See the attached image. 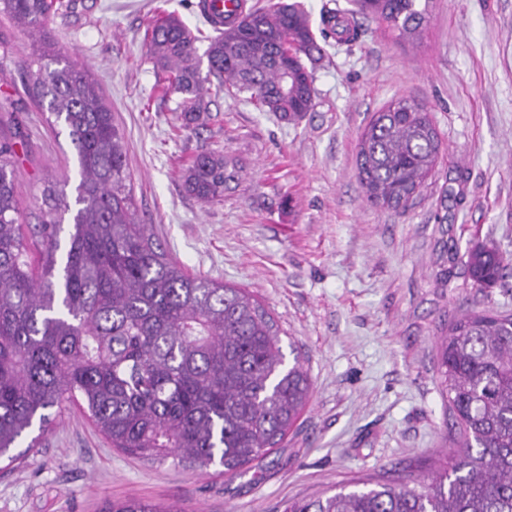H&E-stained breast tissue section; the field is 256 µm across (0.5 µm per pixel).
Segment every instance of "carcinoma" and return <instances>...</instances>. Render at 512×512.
I'll list each match as a JSON object with an SVG mask.
<instances>
[{"instance_id":"carcinoma-1","label":"carcinoma","mask_w":512,"mask_h":512,"mask_svg":"<svg viewBox=\"0 0 512 512\" xmlns=\"http://www.w3.org/2000/svg\"><path fill=\"white\" fill-rule=\"evenodd\" d=\"M430 0H359L322 10L312 26L300 0H271L208 37L172 14L147 29L150 57L181 96L186 124L198 120L205 84L248 94L263 112L290 122L313 108L314 69L330 41L352 45L361 16L413 39ZM73 0H0V14L27 29L38 68L19 65L27 96L47 103L75 151L74 204L50 187L38 224L19 223L15 142L0 137V458L67 404L80 402L96 429L122 452L175 466L217 464L236 475L285 438L311 393L298 364L285 368L281 329L243 288L189 273L149 225L137 221L123 133L98 85L55 52L47 27ZM207 73L201 76V57ZM441 142L427 110L399 98L375 112L358 143L364 199L397 211L432 176ZM239 171L221 154H196L186 190L218 200ZM71 213L66 243L63 213ZM512 264L474 245L466 266L479 288ZM438 374L454 416L457 449L426 480L362 482L291 500L284 512H512V315L468 312L440 339ZM112 512H179L143 501Z\"/></svg>"}]
</instances>
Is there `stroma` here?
I'll return each instance as SVG.
<instances>
[{
    "label": "stroma",
    "instance_id": "obj_1",
    "mask_svg": "<svg viewBox=\"0 0 512 512\" xmlns=\"http://www.w3.org/2000/svg\"><path fill=\"white\" fill-rule=\"evenodd\" d=\"M197 0H76L52 17L60 54L88 69L125 136L136 217L186 270L248 289L284 333L286 364L307 371L311 400L282 444L249 472L183 468L128 456L76 407L0 462V512H111L138 499L183 512H282L361 479L416 484L453 448L438 380V343L467 310L512 314V268L489 289L465 269L471 243L512 259V0H433L421 39L401 43L364 21L361 41L329 46L314 107L287 123L246 97L206 95L184 125L178 95L144 41L157 10L211 34ZM409 98L430 114L437 166L414 205H369L357 143L374 112ZM0 82V135L17 141L21 223L39 221L47 185L74 197L67 130ZM217 151L238 162L222 200L186 192L183 169Z\"/></svg>",
    "mask_w": 512,
    "mask_h": 512
}]
</instances>
